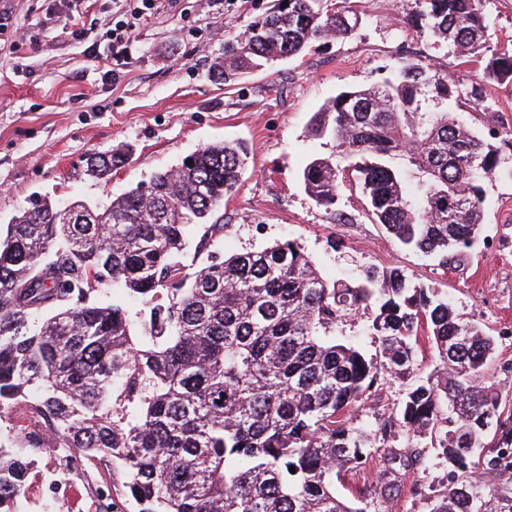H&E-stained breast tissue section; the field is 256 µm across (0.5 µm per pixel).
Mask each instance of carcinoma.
Masks as SVG:
<instances>
[{
    "label": "carcinoma",
    "mask_w": 512,
    "mask_h": 512,
    "mask_svg": "<svg viewBox=\"0 0 512 512\" xmlns=\"http://www.w3.org/2000/svg\"><path fill=\"white\" fill-rule=\"evenodd\" d=\"M415 2L410 28L485 58L490 79L512 83V49L484 57L482 0ZM358 22L333 0H272L224 39L214 76L232 85ZM458 96L447 74L409 59L380 83L339 92L310 120L336 153L307 163L306 194L331 210L352 180L394 240L448 264L477 238L483 181L498 164V135L461 125ZM128 158L120 144L92 155L88 172L103 179ZM247 158L239 142L207 144L103 209L45 201L0 231V417L31 398V447L112 462L122 490L98 512H123L120 502L135 512H370L336 481L375 457V495L397 497L400 471L422 464L418 448L385 444L398 428L430 438L449 468L430 512L478 503L493 512L474 456L486 447V417L501 418L499 393L484 382L494 338L447 297L396 268L330 282L290 239L212 256L193 272L182 264L192 231L204 229L199 254L224 231L218 213ZM102 288L112 289L107 306L91 298ZM133 300L148 309L138 331ZM372 306L374 358L335 334ZM422 334L440 362L429 374L417 358ZM387 374L405 384L398 417L356 424L352 413ZM494 436L498 452L484 466L496 474L512 458L511 417ZM29 466L0 451V512H19Z\"/></svg>",
    "instance_id": "obj_1"
}]
</instances>
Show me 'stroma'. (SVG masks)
Returning <instances> with one entry per match:
<instances>
[{
	"label": "stroma",
	"mask_w": 512,
	"mask_h": 512,
	"mask_svg": "<svg viewBox=\"0 0 512 512\" xmlns=\"http://www.w3.org/2000/svg\"><path fill=\"white\" fill-rule=\"evenodd\" d=\"M270 2L152 0L118 42L114 0H0V226L45 199L107 206L201 146L246 142L249 164L224 205L216 252L257 251L288 238L331 281L367 267L401 270L409 282L447 295L456 314L494 336L485 382L512 411V143L500 144L496 172L484 183L485 219L475 244L445 266L396 243L376 224L358 186L346 187L329 211L301 182L312 158L335 151L333 140L311 136L308 123L340 89L382 81L405 59H419L448 74L460 93L456 116L484 133L512 130V84L488 79L481 59L458 58L446 44L410 29L405 18L415 0H347L359 17L350 36L314 42L225 87L212 72L225 37ZM484 9L488 52L511 47L512 0H484ZM76 26L84 29L83 40L71 35ZM91 54L118 63L108 71L90 65ZM121 143L134 149L130 163L106 180L89 178L88 157ZM403 390L400 379L385 376L354 421L398 414ZM26 412L22 403L0 420V445L31 460L21 512H93L92 484L120 489L111 463L78 461L68 497L57 500L47 489L53 457L19 435ZM417 447L427 471L401 473V496L380 504L379 512H429L447 470L429 439H418ZM416 484L421 492L414 496Z\"/></svg>",
	"instance_id": "1"
}]
</instances>
